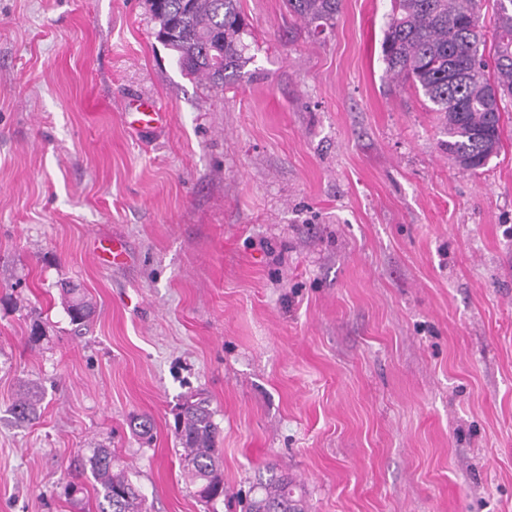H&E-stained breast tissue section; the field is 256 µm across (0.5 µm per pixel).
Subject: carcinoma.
Here are the masks:
<instances>
[{"instance_id":"obj_1","label":"carcinoma","mask_w":512,"mask_h":512,"mask_svg":"<svg viewBox=\"0 0 512 512\" xmlns=\"http://www.w3.org/2000/svg\"><path fill=\"white\" fill-rule=\"evenodd\" d=\"M342 0H287L288 10L317 31L332 27ZM381 43L388 75L411 82L440 113L446 139L440 147L464 170L482 168L503 147L502 101L512 99V0H497L492 42H487L475 0H391ZM158 30L176 31L169 45L181 71L213 88L240 72L245 56L244 20L238 0H165L153 15ZM67 314L80 325L92 305L72 295ZM40 393L31 388L13 404L18 422L36 418ZM181 463L205 503L224 496L223 461L215 448L219 426L205 400H188L177 422ZM98 512H147L146 499L108 448L89 457ZM247 512H305L286 474H272L252 488Z\"/></svg>"}]
</instances>
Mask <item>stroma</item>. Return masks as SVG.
Instances as JSON below:
<instances>
[{
    "label": "stroma",
    "instance_id": "stroma-1",
    "mask_svg": "<svg viewBox=\"0 0 512 512\" xmlns=\"http://www.w3.org/2000/svg\"><path fill=\"white\" fill-rule=\"evenodd\" d=\"M239 9L249 61L214 90L143 0H0V512H96L98 446L148 512H244L271 468L307 512H512V99L466 171L385 71L391 0L318 35L286 0ZM137 96L168 112L143 142ZM112 237L129 260L100 267ZM193 395L220 427L209 505L179 463ZM41 396L35 388L28 389L13 404L11 411L18 422H29L36 418Z\"/></svg>",
    "mask_w": 512,
    "mask_h": 512
}]
</instances>
